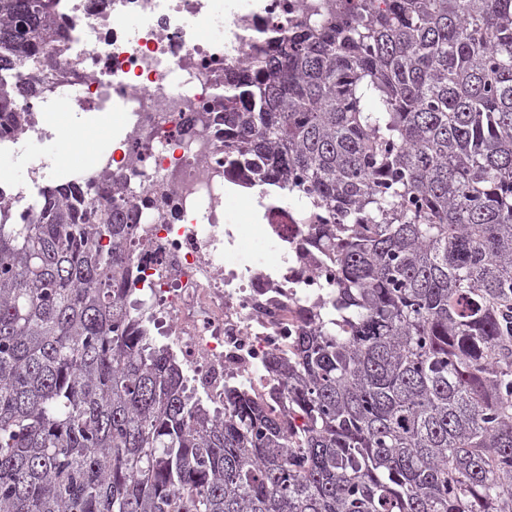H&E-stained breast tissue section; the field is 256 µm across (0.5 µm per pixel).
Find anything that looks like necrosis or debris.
<instances>
[{"label": "necrosis or debris", "instance_id": "necrosis-or-debris-1", "mask_svg": "<svg viewBox=\"0 0 512 512\" xmlns=\"http://www.w3.org/2000/svg\"><path fill=\"white\" fill-rule=\"evenodd\" d=\"M57 36L26 69L34 87L19 122L0 116V153L63 135L50 115L60 100L100 116L121 112L116 150L53 173L49 158L27 181L0 177V220L29 224L47 189L77 186L116 201L133 232L129 298L151 333L165 337L187 385L216 410L224 390L266 396L272 357L292 353L308 310L336 288L335 267L311 250L308 227L287 201L270 199L260 224H228L226 203L243 181L224 148V73L252 63L306 7L336 0H54ZM223 38H205L202 24ZM275 259L242 263L253 236Z\"/></svg>", "mask_w": 512, "mask_h": 512}]
</instances>
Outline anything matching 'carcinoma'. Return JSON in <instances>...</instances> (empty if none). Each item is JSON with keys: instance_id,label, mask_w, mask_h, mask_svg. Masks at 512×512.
I'll return each instance as SVG.
<instances>
[{"instance_id": "cac0c4a2", "label": "carcinoma", "mask_w": 512, "mask_h": 512, "mask_svg": "<svg viewBox=\"0 0 512 512\" xmlns=\"http://www.w3.org/2000/svg\"><path fill=\"white\" fill-rule=\"evenodd\" d=\"M46 0H0V73ZM224 138L294 195L336 297L281 406L211 413L126 298L129 213L0 223V512H512V0H358L280 33Z\"/></svg>"}]
</instances>
